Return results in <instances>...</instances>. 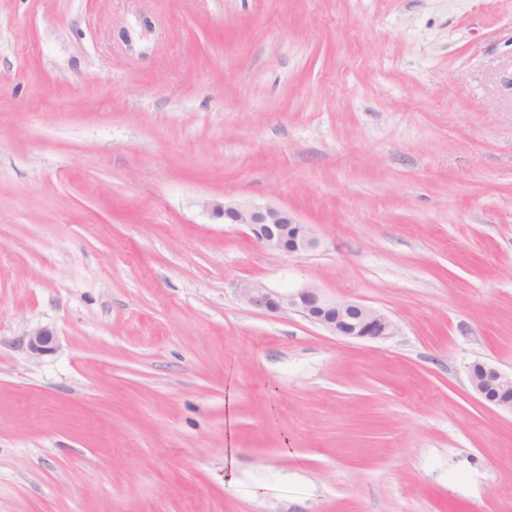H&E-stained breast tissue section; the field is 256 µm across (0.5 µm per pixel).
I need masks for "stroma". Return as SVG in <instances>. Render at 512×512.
Wrapping results in <instances>:
<instances>
[{
	"label": "stroma",
	"mask_w": 512,
	"mask_h": 512,
	"mask_svg": "<svg viewBox=\"0 0 512 512\" xmlns=\"http://www.w3.org/2000/svg\"><path fill=\"white\" fill-rule=\"evenodd\" d=\"M477 362L512 373V0H0V512H512ZM228 224L245 226L250 237L269 250L287 254L315 251L320 244L310 224L298 222L287 210L274 207H247L224 202L215 205ZM251 307L267 312L292 310L332 335L355 339H385L397 331V325L379 310L346 299H331L320 289L299 288L277 291L260 282H244L239 288ZM56 345V337L48 329L39 328L29 335L28 348L34 356L49 354L55 350Z\"/></svg>",
	"instance_id": "35a3bbf8"
}]
</instances>
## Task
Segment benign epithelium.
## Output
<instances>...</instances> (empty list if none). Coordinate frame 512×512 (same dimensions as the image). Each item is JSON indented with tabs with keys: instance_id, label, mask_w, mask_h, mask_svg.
Masks as SVG:
<instances>
[{
	"instance_id": "benign-epithelium-1",
	"label": "benign epithelium",
	"mask_w": 512,
	"mask_h": 512,
	"mask_svg": "<svg viewBox=\"0 0 512 512\" xmlns=\"http://www.w3.org/2000/svg\"><path fill=\"white\" fill-rule=\"evenodd\" d=\"M217 209L223 213L224 223L246 227L250 237L269 250L302 254L319 247L320 241L311 225L298 222L284 209L230 202ZM239 290L244 301L255 309L295 311L332 335L374 340L385 339L397 331L395 322L379 310L356 301L331 299L318 288L277 291L249 281L240 284ZM56 345V337L47 329L39 328L29 335L28 348L35 356L51 353ZM469 381L483 401L512 412V374H505L490 364L476 363L471 367Z\"/></svg>"
}]
</instances>
